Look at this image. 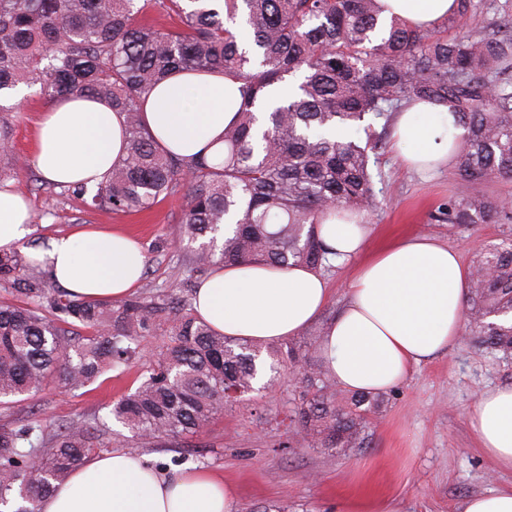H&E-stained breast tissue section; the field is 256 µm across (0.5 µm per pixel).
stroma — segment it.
Returning <instances> with one entry per match:
<instances>
[{"instance_id":"35a3bbf8","label":"stroma","mask_w":512,"mask_h":512,"mask_svg":"<svg viewBox=\"0 0 512 512\" xmlns=\"http://www.w3.org/2000/svg\"><path fill=\"white\" fill-rule=\"evenodd\" d=\"M14 104L13 149L29 159L50 101L33 94L15 98ZM374 167L381 178L375 186L377 206L368 216L371 248L403 235L427 234L448 243L468 265L488 245L512 233L511 220L470 229L437 220L438 208L457 192L455 166L432 173L412 171L401 164L390 139L375 156ZM39 184L34 168L9 182L11 191L31 204L30 240L48 241L88 225L116 226L138 236L148 255L136 295L150 300L175 287L189 290L176 236L182 196L161 202L147 214H125L88 207L75 195L46 204ZM350 274L344 266L327 272L330 300L315 323L299 333V340L319 341L347 298ZM170 325L169 314L158 317L142 338V358L112 371L101 384L79 390L50 384L1 412L0 428L35 419L58 425L106 417L112 403L138 385ZM511 384L512 359L493 356L462 335L446 353L412 367L372 419L368 446L345 455L316 447L304 433L288 430L283 419L296 382L286 371L227 407L197 434L146 442L116 423L111 439L100 440L95 451H135L165 470L220 473L237 490L236 512H263L273 504L287 512H373L380 504L391 512H459L472 495L512 487V473L495 471L468 422L483 390Z\"/></svg>"}]
</instances>
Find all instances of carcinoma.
Returning <instances> with one entry per match:
<instances>
[{"mask_svg":"<svg viewBox=\"0 0 512 512\" xmlns=\"http://www.w3.org/2000/svg\"><path fill=\"white\" fill-rule=\"evenodd\" d=\"M431 28L384 19L378 0H0V182L28 169L13 152L4 102L23 83L49 99L88 94L124 116V154L106 179L73 193L115 213L152 209L179 193V240L192 274L240 262L329 270L320 224L340 209L376 207L371 154L394 115L442 106L463 130L455 156L460 191L439 212L457 227L512 218L485 184L512 179V5L496 29L448 38L474 0ZM156 9L171 20L147 19ZM180 71L240 82L224 152L181 158L141 121L146 96ZM0 409L49 380L71 389L141 358L142 337L167 309L169 336L138 386L113 402L115 422L145 440L190 435L253 390L257 345L214 332L173 288L90 302L55 287L45 263L0 253ZM467 307L472 341L512 356V236L479 254ZM268 354L299 375L289 426L320 448L367 446L385 395H347L320 356L299 342ZM112 434L105 421L0 428V505L36 512Z\"/></svg>","mask_w":512,"mask_h":512,"instance_id":"carcinoma-1","label":"carcinoma"}]
</instances>
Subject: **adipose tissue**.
<instances>
[{
    "label": "adipose tissue",
    "instance_id": "ef3b65f1",
    "mask_svg": "<svg viewBox=\"0 0 512 512\" xmlns=\"http://www.w3.org/2000/svg\"><path fill=\"white\" fill-rule=\"evenodd\" d=\"M387 15L432 27L454 0H383ZM238 83L218 73H182L177 88L160 87L144 104L143 124L160 147L184 158L214 155L234 116ZM123 119L111 104L86 95L51 103L34 155L42 176L64 185L103 180L123 145ZM459 128L453 113L426 106L421 121L397 115L395 137L419 169L449 164ZM30 207L0 190V250L19 249L30 234ZM371 228L357 214L320 225L335 264L353 266L348 299L320 339L319 353L337 384L384 392L410 368L452 346L464 324L469 271L458 252L436 239L404 236L368 252ZM53 280L87 300L128 296L143 277L147 254L122 230H78L52 238ZM323 275L243 262L216 268L199 283L194 311L217 332L258 344L279 343L308 327L328 302ZM478 446L496 470L512 472V385L483 391L469 415ZM236 490L209 470L170 473L148 457L119 450L89 459L37 512H234Z\"/></svg>",
    "mask_w": 512,
    "mask_h": 512
}]
</instances>
